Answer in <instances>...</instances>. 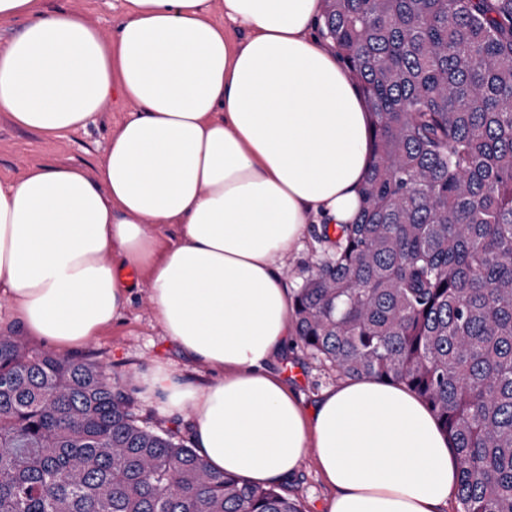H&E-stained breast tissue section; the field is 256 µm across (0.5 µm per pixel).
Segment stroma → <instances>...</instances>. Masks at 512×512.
Here are the masks:
<instances>
[{
	"instance_id": "stroma-1",
	"label": "stroma",
	"mask_w": 512,
	"mask_h": 512,
	"mask_svg": "<svg viewBox=\"0 0 512 512\" xmlns=\"http://www.w3.org/2000/svg\"><path fill=\"white\" fill-rule=\"evenodd\" d=\"M121 0H46L51 11H68L92 21L105 34L111 33L119 16ZM128 109L119 103L106 104L87 128L52 136L26 131L0 118V183L16 180L35 163H75L94 166L101 156L108 128L121 122ZM126 283L132 303L111 328L80 347L79 352L99 362L104 371L127 381L136 408L152 427L180 423L184 437L192 431L185 414L169 408L149 383L154 369L163 367L179 374L195 387H204L212 379L206 368L188 361L170 338L164 336L154 320L146 272L130 270ZM274 372L288 382L303 404L313 405L324 390L341 383L342 378L330 365L312 358L292 341L285 353L272 365ZM290 498L297 500L303 512H326L330 489L315 465L314 449H306L297 469L281 485Z\"/></svg>"
}]
</instances>
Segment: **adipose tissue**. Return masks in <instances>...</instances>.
Instances as JSON below:
<instances>
[{
  "label": "adipose tissue",
  "instance_id": "obj_1",
  "mask_svg": "<svg viewBox=\"0 0 512 512\" xmlns=\"http://www.w3.org/2000/svg\"><path fill=\"white\" fill-rule=\"evenodd\" d=\"M323 7L125 0L107 36L44 0H0L22 23L0 49L1 117L60 135L108 100L132 107L93 168L34 164L0 184V297L67 351L122 317L120 273L144 269L163 334L220 372L200 389L152 377L209 468L275 485L312 448L327 512H445L458 460L417 395L349 379L307 408L270 368L291 334L285 260L308 225L353 223L373 164V117L315 33Z\"/></svg>",
  "mask_w": 512,
  "mask_h": 512
}]
</instances>
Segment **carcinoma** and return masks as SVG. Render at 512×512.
I'll list each match as a JSON object with an SVG mask.
<instances>
[{
  "label": "carcinoma",
  "instance_id": "cac0c4a2",
  "mask_svg": "<svg viewBox=\"0 0 512 512\" xmlns=\"http://www.w3.org/2000/svg\"><path fill=\"white\" fill-rule=\"evenodd\" d=\"M374 118L362 209L294 292L303 349L420 397L460 512H512V0H324ZM0 512H303L154 429L118 378L0 336Z\"/></svg>",
  "mask_w": 512,
  "mask_h": 512
}]
</instances>
